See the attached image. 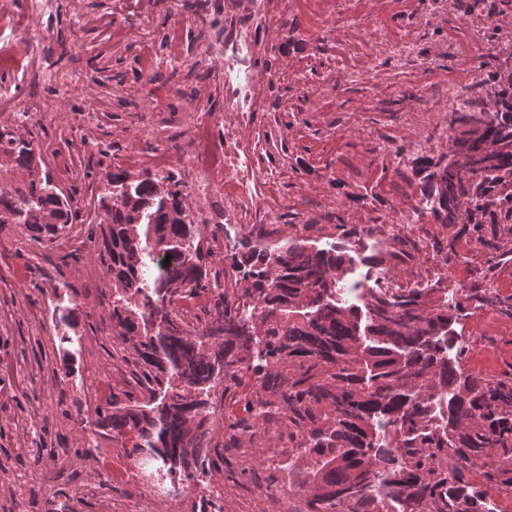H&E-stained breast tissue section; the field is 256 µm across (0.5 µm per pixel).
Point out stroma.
I'll list each match as a JSON object with an SVG mask.
<instances>
[{
  "mask_svg": "<svg viewBox=\"0 0 512 512\" xmlns=\"http://www.w3.org/2000/svg\"><path fill=\"white\" fill-rule=\"evenodd\" d=\"M17 39L0 41V59L20 56L24 47L49 57L60 71L79 70L82 81L62 89L55 83L21 84L17 98L32 113L29 129L42 150L56 183L72 198L73 210L88 217L105 171L122 166L136 172L166 167L181 172L184 191L199 223L220 224L225 247L211 259L223 268L226 246H279L291 239L312 248L342 242L354 263L348 275L365 274L393 216L410 208L420 195L414 174L416 142L427 153L447 155L448 85L469 87L483 82L493 43L467 41L466 19L456 8L437 19L428 17L418 0H359L364 27L384 24L396 36H409L419 58L399 70L373 55L363 29L350 34L334 14H313L299 7L272 16L258 28L262 41L251 66L280 78L268 90V109L257 113L238 135L250 148L247 159L263 196L277 202L276 224H240L224 209L233 195L223 174L213 176L205 198L193 194L191 154L197 122L209 125L223 141L236 114L212 97L203 77L191 70L190 53L206 30L224 28V0L175 20L167 0H61L57 15L34 20L27 0H14ZM150 14L142 28L138 20ZM51 38H38L42 29ZM389 75V83H372L368 70ZM424 87L428 104L396 85ZM92 113V145H84L75 127L84 111ZM454 243L456 262L442 270L430 266L436 243ZM415 247L412 260L391 271L409 287L415 272L426 268V287L455 292L459 286L493 287L512 296V263L490 268L495 249L512 247L501 238L489 248L458 227L425 214L395 243ZM107 280L94 250L75 237L37 241L19 224H0V512H45L56 490L67 493L74 512H125L140 504L147 512H198L200 490L180 487L144 469L130 448L95 439L85 396L99 390L121 394L128 377L112 360L109 314L99 304ZM39 319H32L31 311ZM71 323L59 327L62 313ZM464 338L466 372L512 374V320L492 309L462 307L450 326ZM41 448L38 462L18 457L20 444ZM67 456H60V449ZM119 468L126 479L109 482L106 494H88L101 472ZM230 512H280L284 499L250 496L212 472Z\"/></svg>",
  "mask_w": 512,
  "mask_h": 512,
  "instance_id": "obj_1",
  "label": "stroma"
}]
</instances>
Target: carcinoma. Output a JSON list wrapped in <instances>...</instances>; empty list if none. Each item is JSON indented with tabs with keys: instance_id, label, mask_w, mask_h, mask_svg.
I'll return each instance as SVG.
<instances>
[{
	"instance_id": "carcinoma-1",
	"label": "carcinoma",
	"mask_w": 512,
	"mask_h": 512,
	"mask_svg": "<svg viewBox=\"0 0 512 512\" xmlns=\"http://www.w3.org/2000/svg\"><path fill=\"white\" fill-rule=\"evenodd\" d=\"M492 93L468 90L448 113L458 132L448 159L421 156V193L443 224L477 240L512 236V60H496ZM181 174L117 165L99 179L94 244L110 287L99 295L134 390L98 406L96 435L183 481L232 461L220 448L288 449L297 468L301 511L482 512L493 495L512 496V376L467 374L448 358L454 311L476 302L512 318V302L477 288L448 304L435 288L392 297L368 292L363 305L342 299L352 258L344 248H237L224 272L209 259L224 225L195 223ZM77 214L35 139L0 126V224H22L53 241ZM169 264H163L164 260ZM207 296L195 320L179 303ZM254 399L224 420V445L212 417L233 397L241 375ZM448 396V428L429 429L434 399ZM46 512H73L64 493Z\"/></svg>"
}]
</instances>
